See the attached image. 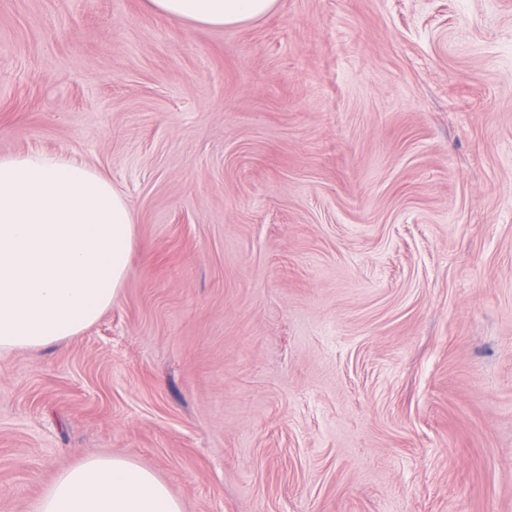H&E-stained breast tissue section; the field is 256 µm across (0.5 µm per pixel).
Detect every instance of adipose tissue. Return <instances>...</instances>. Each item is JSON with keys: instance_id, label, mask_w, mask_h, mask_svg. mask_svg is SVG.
I'll list each match as a JSON object with an SVG mask.
<instances>
[{"instance_id": "adipose-tissue-1", "label": "adipose tissue", "mask_w": 512, "mask_h": 512, "mask_svg": "<svg viewBox=\"0 0 512 512\" xmlns=\"http://www.w3.org/2000/svg\"><path fill=\"white\" fill-rule=\"evenodd\" d=\"M277 0H148L164 17L240 25ZM134 220L111 181L75 159L0 156V353L81 334L111 306L127 275ZM34 512H183L148 469L96 456L61 472Z\"/></svg>"}]
</instances>
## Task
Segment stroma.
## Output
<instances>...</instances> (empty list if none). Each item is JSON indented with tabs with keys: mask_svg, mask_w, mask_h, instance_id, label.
Returning <instances> with one entry per match:
<instances>
[{
	"mask_svg": "<svg viewBox=\"0 0 512 512\" xmlns=\"http://www.w3.org/2000/svg\"><path fill=\"white\" fill-rule=\"evenodd\" d=\"M135 243L91 327L0 355V512L86 458L184 512H512V0H0V154ZM277 0H148L164 17L199 26L224 28L240 25L271 12Z\"/></svg>",
	"mask_w": 512,
	"mask_h": 512,
	"instance_id": "35a3bbf8",
	"label": "stroma"
}]
</instances>
